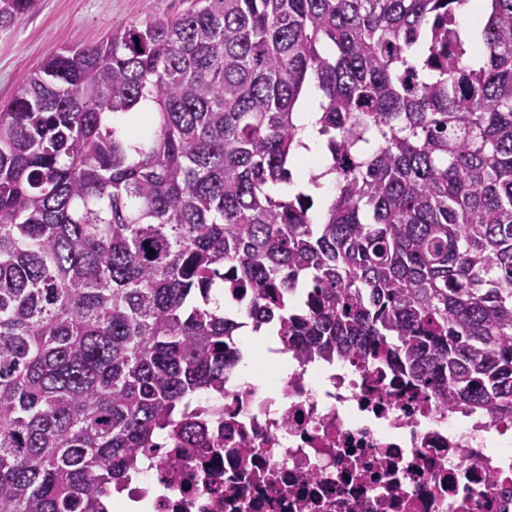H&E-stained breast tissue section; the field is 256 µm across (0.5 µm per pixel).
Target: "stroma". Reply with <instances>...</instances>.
I'll return each instance as SVG.
<instances>
[{"mask_svg":"<svg viewBox=\"0 0 512 512\" xmlns=\"http://www.w3.org/2000/svg\"><path fill=\"white\" fill-rule=\"evenodd\" d=\"M190 6L191 0H38L32 13L0 30V103L50 52L96 44L150 16L174 19Z\"/></svg>","mask_w":512,"mask_h":512,"instance_id":"35a3bbf8","label":"stroma"}]
</instances>
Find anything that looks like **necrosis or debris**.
Returning a JSON list of instances; mask_svg holds the SVG:
<instances>
[{"label":"necrosis or debris","instance_id":"necrosis-or-debris-1","mask_svg":"<svg viewBox=\"0 0 512 512\" xmlns=\"http://www.w3.org/2000/svg\"><path fill=\"white\" fill-rule=\"evenodd\" d=\"M201 434L139 463L144 512H512V420L445 408L388 365L302 362L192 400Z\"/></svg>","mask_w":512,"mask_h":512}]
</instances>
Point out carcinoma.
Masks as SVG:
<instances>
[{"mask_svg": "<svg viewBox=\"0 0 512 512\" xmlns=\"http://www.w3.org/2000/svg\"><path fill=\"white\" fill-rule=\"evenodd\" d=\"M194 0L57 51L0 107V512H110L224 390L247 288L309 360L512 417V0ZM36 0H0V30ZM321 96L335 195L291 182Z\"/></svg>", "mask_w": 512, "mask_h": 512, "instance_id": "cac0c4a2", "label": "carcinoma"}]
</instances>
